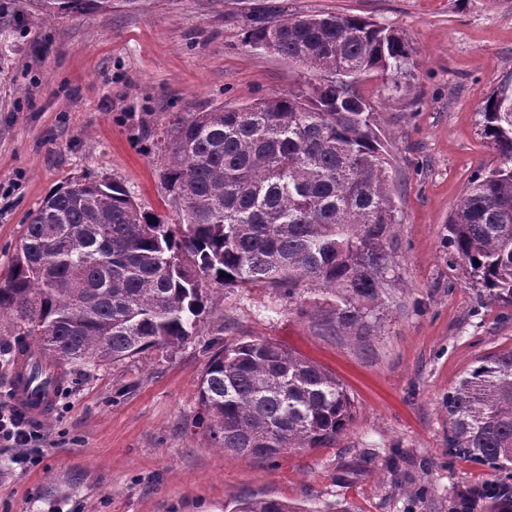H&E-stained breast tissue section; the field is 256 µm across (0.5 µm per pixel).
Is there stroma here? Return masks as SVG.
Masks as SVG:
<instances>
[{"mask_svg":"<svg viewBox=\"0 0 512 512\" xmlns=\"http://www.w3.org/2000/svg\"><path fill=\"white\" fill-rule=\"evenodd\" d=\"M264 11L359 15L412 47L396 86H356L388 141L399 215L387 238L398 265L369 336L324 329L329 296L316 282L292 297L210 291L186 344L72 369L52 416L33 422L27 462L0 442V512H233L259 497L300 512H448L454 487L492 479L449 457L444 402L477 360L512 347V300L482 288L447 237L475 173L504 163L480 108L512 86V0H112L47 23L33 0H0V278L30 213L73 181L119 180L142 209L175 220L142 128L300 85L303 68L244 43V20ZM254 337L343 383L353 419L334 441L267 461L195 428L207 344Z\"/></svg>","mask_w":512,"mask_h":512,"instance_id":"obj_1","label":"stroma"}]
</instances>
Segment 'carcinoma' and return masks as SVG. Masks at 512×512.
I'll list each match as a JSON object with an SVG mask.
<instances>
[{
    "label": "carcinoma",
    "mask_w": 512,
    "mask_h": 512,
    "mask_svg": "<svg viewBox=\"0 0 512 512\" xmlns=\"http://www.w3.org/2000/svg\"><path fill=\"white\" fill-rule=\"evenodd\" d=\"M41 20L107 12L112 0H35ZM246 42L325 75L242 106L170 112L144 134L178 221L167 224L117 180L75 181L23 225L0 314L15 316L19 353L31 345L61 371L122 362L182 344L206 311V283L330 290L328 330L357 339L397 265L386 249L398 223L387 145L355 90L410 61L395 30L357 15L247 18ZM483 134L504 165L476 174L448 221V247L482 286L512 300V90L481 106ZM195 427L226 452L273 460L320 448L352 415L344 386L318 363L260 337L226 342L199 384ZM448 455L495 472L462 486L450 512L482 496L512 512V348L479 360L448 391ZM235 512H295L252 498Z\"/></svg>",
    "instance_id": "cac0c4a2"
}]
</instances>
